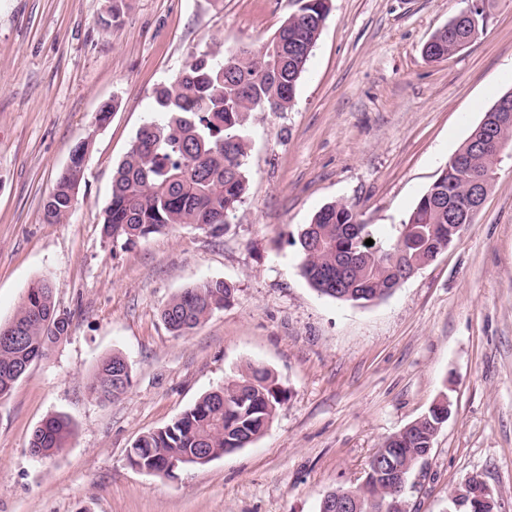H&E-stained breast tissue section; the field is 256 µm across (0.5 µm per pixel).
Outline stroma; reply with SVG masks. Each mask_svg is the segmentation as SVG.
<instances>
[{"instance_id":"35a3bbf8","label":"stroma","mask_w":512,"mask_h":512,"mask_svg":"<svg viewBox=\"0 0 512 512\" xmlns=\"http://www.w3.org/2000/svg\"><path fill=\"white\" fill-rule=\"evenodd\" d=\"M0 0V322L48 280L68 335L0 400V512H319L356 487L381 443L440 395L452 403L406 486L409 512H448L480 476L512 512V158L471 224L389 298L351 304L301 276L296 240L317 211L352 205L395 239L421 195L498 97L512 89V0L438 61L425 43L463 0H330L285 112L252 113L248 193L220 236L188 226L115 242L103 231L112 174L153 118V90L194 55L259 48L292 0ZM116 102L97 126L101 106ZM88 142L67 219L44 202ZM232 302L188 336L161 311L206 280ZM121 353L132 386L96 403L97 364ZM287 393L254 443L168 476L131 467L135 439L170 423L247 363ZM54 414L73 431L59 454L28 451Z\"/></svg>"}]
</instances>
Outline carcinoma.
Masks as SVG:
<instances>
[{
  "label": "carcinoma",
  "mask_w": 512,
  "mask_h": 512,
  "mask_svg": "<svg viewBox=\"0 0 512 512\" xmlns=\"http://www.w3.org/2000/svg\"><path fill=\"white\" fill-rule=\"evenodd\" d=\"M295 9L272 39L259 49L220 46L196 56L171 83L155 88L158 116L146 122L112 176V193L103 229L114 241L131 242L187 225L214 236L235 218L247 194L245 158L247 124L253 112H285L295 98L329 11L326 0H294ZM487 15L465 19L451 34L424 46L433 60L457 53V43L472 29L483 30ZM459 148L464 166L441 183L433 182L408 215L397 238H374L369 225L357 221L352 206L334 202L322 207L298 235L300 270L318 293L343 302L361 303L391 296L410 274L448 250V209L461 203L468 178L495 174L497 161L474 149L470 139ZM87 145L74 149L45 205L50 224L72 210L83 174ZM373 240L368 246L365 241ZM235 287L208 280L174 294L161 312L166 328L187 336L211 314L229 304ZM70 319L56 309L53 287L33 283L13 319L0 325V399L12 392L34 362L68 335ZM132 385L126 358L114 353L97 366L88 383L99 403L120 398ZM285 390L266 368L246 366L238 377L201 396L167 425L138 437L127 451L131 466L156 474L169 463L195 464L199 455L224 456L226 448H244L272 423ZM433 410L387 438L381 447L412 472L433 446ZM72 433L69 419L54 415L38 426L29 452L38 459L61 452ZM391 495L378 480L357 506L359 512H387Z\"/></svg>",
  "instance_id": "1"
}]
</instances>
